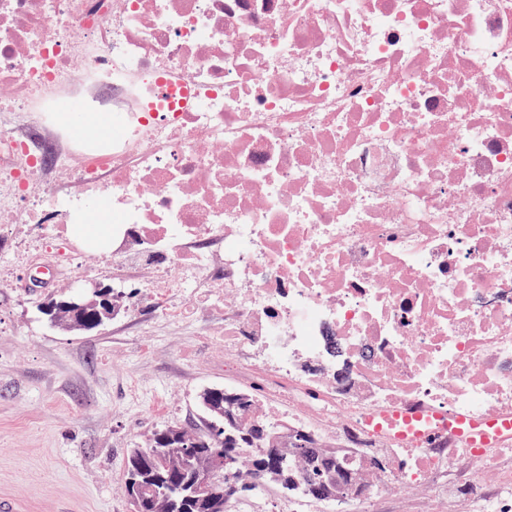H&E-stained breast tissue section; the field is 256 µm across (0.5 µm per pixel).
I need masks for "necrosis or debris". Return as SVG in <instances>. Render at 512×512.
Returning a JSON list of instances; mask_svg holds the SVG:
<instances>
[{
	"instance_id": "1",
	"label": "necrosis or debris",
	"mask_w": 512,
	"mask_h": 512,
	"mask_svg": "<svg viewBox=\"0 0 512 512\" xmlns=\"http://www.w3.org/2000/svg\"><path fill=\"white\" fill-rule=\"evenodd\" d=\"M87 216L269 421L380 463L360 512H512V436L396 435L512 416V0H0V223ZM83 133L91 139H100L101 131H107L112 127V115L103 113H83V120L79 123ZM409 433H414L421 440L430 439L437 434L432 426L431 418H423L421 416L405 418L404 427L398 434L404 437Z\"/></svg>"
}]
</instances>
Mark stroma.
Instances as JSON below:
<instances>
[{"label": "stroma", "mask_w": 512, "mask_h": 512, "mask_svg": "<svg viewBox=\"0 0 512 512\" xmlns=\"http://www.w3.org/2000/svg\"><path fill=\"white\" fill-rule=\"evenodd\" d=\"M46 225L18 244L0 223V498L24 512H128V448L167 425L197 422V396L224 383V346L157 322L142 305L154 273L113 268L80 249L65 275L31 288L22 247H45ZM122 288L127 310L91 332L51 326L37 304L74 282Z\"/></svg>", "instance_id": "35a3bbf8"}]
</instances>
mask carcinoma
Wrapping results in <instances>:
<instances>
[{"label": "carcinoma", "mask_w": 512, "mask_h": 512, "mask_svg": "<svg viewBox=\"0 0 512 512\" xmlns=\"http://www.w3.org/2000/svg\"><path fill=\"white\" fill-rule=\"evenodd\" d=\"M66 298H45L37 309L54 325L88 332L116 318L125 295L105 288L79 310L66 307ZM197 402L198 422L168 425L147 446L128 449L123 487L130 512H230L234 501L270 485L290 498L343 503L351 475L369 485L379 473L376 463L303 431L283 436L245 390L208 387Z\"/></svg>", "instance_id": "cac0c4a2"}]
</instances>
